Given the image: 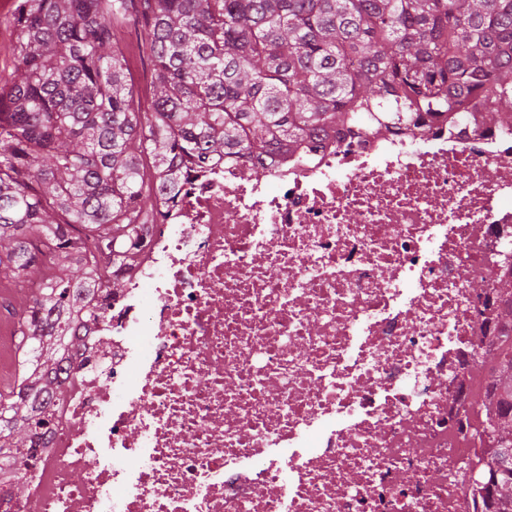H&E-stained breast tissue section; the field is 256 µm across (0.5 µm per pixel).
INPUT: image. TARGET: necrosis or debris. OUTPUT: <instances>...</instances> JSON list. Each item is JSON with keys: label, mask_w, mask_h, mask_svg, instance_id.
Listing matches in <instances>:
<instances>
[{"label": "necrosis or debris", "mask_w": 512, "mask_h": 512, "mask_svg": "<svg viewBox=\"0 0 512 512\" xmlns=\"http://www.w3.org/2000/svg\"><path fill=\"white\" fill-rule=\"evenodd\" d=\"M179 179L123 293L77 325L0 512H475L512 134L342 135L259 178L228 159Z\"/></svg>", "instance_id": "1"}]
</instances>
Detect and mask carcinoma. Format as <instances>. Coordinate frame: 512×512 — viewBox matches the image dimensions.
<instances>
[{
	"mask_svg": "<svg viewBox=\"0 0 512 512\" xmlns=\"http://www.w3.org/2000/svg\"><path fill=\"white\" fill-rule=\"evenodd\" d=\"M0 78V281L42 287L18 320L20 374L0 402V475L64 393L74 327L116 295L174 161L303 160L328 138L444 118L512 129V0H15ZM152 68L150 111L123 49ZM111 272L103 279L104 271ZM485 363L474 411L497 444L481 459L494 512H512V334Z\"/></svg>",
	"mask_w": 512,
	"mask_h": 512,
	"instance_id": "carcinoma-1",
	"label": "carcinoma"
}]
</instances>
